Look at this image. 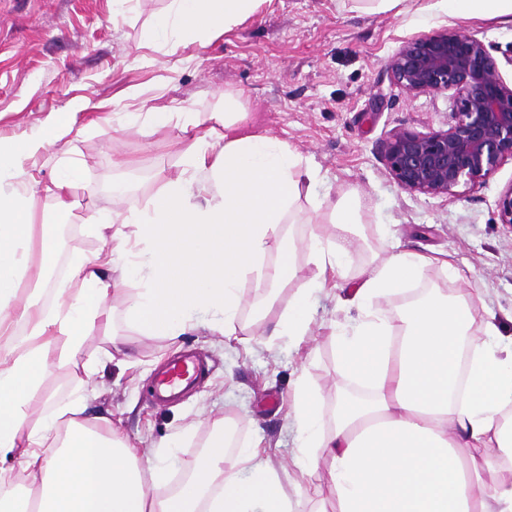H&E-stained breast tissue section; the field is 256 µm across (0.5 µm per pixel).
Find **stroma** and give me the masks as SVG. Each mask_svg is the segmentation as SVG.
Segmentation results:
<instances>
[{
	"instance_id": "1",
	"label": "stroma",
	"mask_w": 512,
	"mask_h": 512,
	"mask_svg": "<svg viewBox=\"0 0 512 512\" xmlns=\"http://www.w3.org/2000/svg\"><path fill=\"white\" fill-rule=\"evenodd\" d=\"M171 0H131L116 12L113 0H0V141L21 138L47 116L68 123L70 102H104L108 111L152 112L166 107L212 111L225 93L242 95L254 127L284 139L316 167L321 191L331 199L356 193L361 222L355 225L350 268L380 262L389 241L422 253L447 252L467 275L460 281L445 270H426L420 289L448 294L483 289L475 321L494 312L504 333H512V230L501 225L495 201L512 184V162L485 184L459 187L450 198L401 190L380 159V145L400 127H445L448 94L411 96L390 81L385 63L401 40L434 29L470 33L512 51V24L482 16L464 18L434 9L430 20L410 12L367 13L351 0H264L257 13L208 44L191 43L176 55L155 49L148 36L155 15ZM180 132L150 123L137 128L102 122L71 135L36 161L35 174L50 182L62 155L79 159L87 172L76 188V212L85 219L98 210L123 212L151 202L182 169ZM136 160L119 169L118 159ZM334 234L325 212L300 201L291 223L272 238L267 260L298 275L270 292L245 284L238 321L247 332L227 341L191 333L172 341L124 332L95 323L82 356L55 360L30 418L43 397L62 391L84 358L111 354L95 378L92 410L108 409L118 434L143 448L178 435L175 453L193 463L212 444L219 422L252 438L262 434L271 463L288 468L294 451L292 390L306 380L324 404V425L333 427L344 381L329 323L347 324L356 308L333 295L312 301L311 334L301 349L271 340L264 302L283 311L313 273L307 263L311 233ZM195 352L206 364L200 386L181 400L151 406L147 395L167 357Z\"/></svg>"
}]
</instances>
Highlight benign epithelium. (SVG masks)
<instances>
[{
	"label": "benign epithelium",
	"mask_w": 512,
	"mask_h": 512,
	"mask_svg": "<svg viewBox=\"0 0 512 512\" xmlns=\"http://www.w3.org/2000/svg\"><path fill=\"white\" fill-rule=\"evenodd\" d=\"M495 48L462 31L442 28L401 41L389 57L390 81L413 96L448 92L447 128H397L380 158L410 194L452 196L483 184L512 160V84L504 80ZM500 223L512 228V184L497 202Z\"/></svg>",
	"instance_id": "benign-epithelium-1"
}]
</instances>
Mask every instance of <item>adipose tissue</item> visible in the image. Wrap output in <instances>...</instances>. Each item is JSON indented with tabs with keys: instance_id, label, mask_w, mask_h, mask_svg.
<instances>
[{
	"instance_id": "adipose-tissue-1",
	"label": "adipose tissue",
	"mask_w": 512,
	"mask_h": 512,
	"mask_svg": "<svg viewBox=\"0 0 512 512\" xmlns=\"http://www.w3.org/2000/svg\"><path fill=\"white\" fill-rule=\"evenodd\" d=\"M262 0H172L153 23L155 43L177 54L190 37L218 39L244 24ZM156 124L182 134L183 169L145 208L96 212L85 221L102 240L93 255L71 244L68 222L80 206L73 193L84 168L63 162L60 177L41 184L27 160L71 132L47 117L23 141L0 146V512H512V335L494 319L475 323L480 289L448 296L428 290L401 314V344L372 307L375 298L420 282L436 266L463 277L450 255H425L392 245L386 260L349 269V225L360 207L349 197L328 203L318 172L287 141L247 131L248 114L232 93L224 109L157 112ZM53 202L51 223L34 236L31 202ZM328 207L334 239L312 236L314 272L303 291L276 315L272 337L303 342L316 293H345L359 316L332 327L346 391L336 423L323 426L320 398L305 381L293 392L298 427L294 470L269 465L262 437L234 451L216 436L168 499L154 489L181 466L178 440L157 444L153 464L114 435L105 415H88L94 378L106 358L83 362L69 389L42 403L37 423L28 408L56 358L76 357L96 321L171 340L206 330L239 336V292L246 279L279 285L267 263L269 240L294 203ZM137 279V300L122 314L113 291ZM25 295H18L21 283ZM336 492L333 510L312 499L319 469ZM218 490L205 501L202 489Z\"/></svg>"
}]
</instances>
